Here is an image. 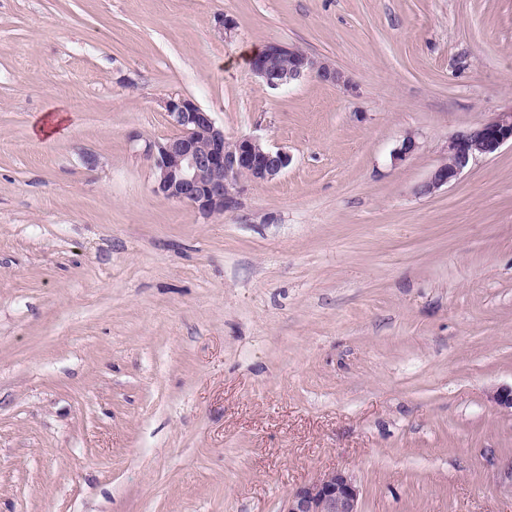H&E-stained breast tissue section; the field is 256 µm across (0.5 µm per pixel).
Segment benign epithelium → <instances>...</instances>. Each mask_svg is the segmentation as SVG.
I'll return each mask as SVG.
<instances>
[{
    "mask_svg": "<svg viewBox=\"0 0 512 512\" xmlns=\"http://www.w3.org/2000/svg\"><path fill=\"white\" fill-rule=\"evenodd\" d=\"M288 56L292 64L282 70L274 58ZM252 72L268 87L278 89L305 77L344 88L349 76L330 59L298 50L286 42H272L252 59ZM169 123L178 134L146 145L145 155L154 170V191L187 203L205 216L236 210L240 180L267 182L288 168L292 158L256 137L232 142L224 138L212 114L194 100L171 97L163 102ZM512 144V110L458 131L448 140L447 159L420 186V194H434L450 184L478 156H493ZM360 488L352 473L332 470L296 488L284 512H359Z\"/></svg>",
    "mask_w": 512,
    "mask_h": 512,
    "instance_id": "1",
    "label": "benign epithelium"
}]
</instances>
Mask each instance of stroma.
<instances>
[{
	"label": "stroma",
	"mask_w": 512,
	"mask_h": 512,
	"mask_svg": "<svg viewBox=\"0 0 512 512\" xmlns=\"http://www.w3.org/2000/svg\"><path fill=\"white\" fill-rule=\"evenodd\" d=\"M271 41L353 90L267 87ZM172 96L290 166L156 194ZM510 109L512 0H0V512H283L335 469L512 512V146L418 192Z\"/></svg>",
	"instance_id": "obj_1"
}]
</instances>
